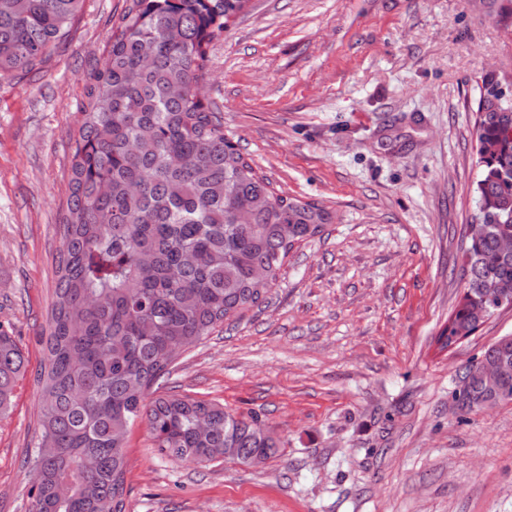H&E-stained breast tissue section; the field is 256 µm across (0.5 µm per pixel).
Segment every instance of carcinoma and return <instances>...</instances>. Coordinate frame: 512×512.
Segmentation results:
<instances>
[{
  "label": "carcinoma",
  "mask_w": 512,
  "mask_h": 512,
  "mask_svg": "<svg viewBox=\"0 0 512 512\" xmlns=\"http://www.w3.org/2000/svg\"><path fill=\"white\" fill-rule=\"evenodd\" d=\"M82 2L0 0V77L40 69ZM477 2L512 31V0ZM247 4L128 0L108 58L86 85L37 373L38 435L24 458L40 472L31 512H126V440L139 419L158 453L173 460L247 466L277 452L254 414L189 396L149 397L177 350L265 303L295 244L334 219L318 203L276 193L196 93L210 44ZM147 52L152 63L143 67ZM483 85L475 193L484 233L465 245L466 282L436 338L441 351L474 335L492 308V288L512 282V255L500 249L512 237V103L499 100L493 79ZM259 270L266 279L256 278ZM484 363L506 366L501 390L512 395V336L462 372L469 386L454 393L462 413L495 399L477 377ZM25 367L13 337L0 331V414Z\"/></svg>",
  "instance_id": "obj_1"
}]
</instances>
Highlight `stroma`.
Instances as JSON below:
<instances>
[{
    "mask_svg": "<svg viewBox=\"0 0 512 512\" xmlns=\"http://www.w3.org/2000/svg\"><path fill=\"white\" fill-rule=\"evenodd\" d=\"M126 0H84L29 74L0 78V330L27 359L0 414V512H30L41 338L84 86ZM512 38L469 0H249L214 41L206 99L284 195L335 215L295 245L267 302L173 363L153 395L254 413L279 440L258 468L127 438L126 512H512V403L459 417L462 368L512 308L448 351L464 286L485 70Z\"/></svg>",
    "mask_w": 512,
    "mask_h": 512,
    "instance_id": "stroma-1",
    "label": "stroma"
}]
</instances>
